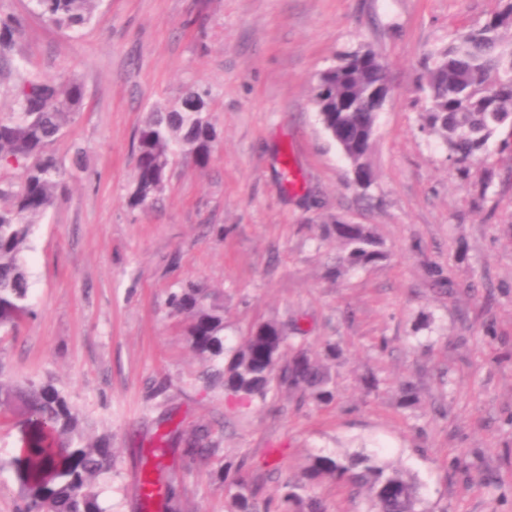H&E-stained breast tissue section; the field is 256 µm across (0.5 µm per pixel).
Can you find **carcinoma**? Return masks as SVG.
<instances>
[{"mask_svg":"<svg viewBox=\"0 0 512 512\" xmlns=\"http://www.w3.org/2000/svg\"><path fill=\"white\" fill-rule=\"evenodd\" d=\"M42 18L76 33L90 22L101 0H31ZM20 21L0 15V63L9 60ZM386 84L385 67L370 48L347 52L341 64L318 77L313 104L331 138L344 131L340 150L357 167L359 186L375 180L368 162L379 111L378 91ZM426 101L420 131L439 136L448 161L464 178L481 158L489 140L512 126V0L484 24L457 33L432 54L419 78ZM17 111L0 118V163L21 171L15 182H0V334L16 332L33 313L29 276L23 254L40 223L75 172L67 171L50 150L83 104L75 79L57 80L30 68L17 70L13 86ZM219 131L207 105V93L186 91L173 105L147 114L134 143L132 206L149 207L165 189L181 158L199 167L208 164ZM344 250L335 274L355 271L384 258L381 242L370 227L338 220L323 229ZM170 305L187 319L185 341L203 366V374L224 383V393L238 401L266 400L281 389L299 390L320 405L334 399L326 363L340 356L328 340L322 359L303 349L285 358L295 337L285 334L272 355L263 353L262 337L251 329L236 347L224 345V305L204 288L191 285L170 296ZM0 413L23 418L29 446L18 459L19 503L16 512H106L99 501L97 480L112 468L111 440L89 436L81 413L60 389L35 380L18 382L0 372ZM182 457L194 461L214 451L208 432L196 429L180 436ZM243 465L225 464L216 476L235 488L227 512H255L254 492L241 476ZM149 477L142 495L161 493L171 512L180 504L174 485L160 464L146 460ZM326 478L366 489L368 512H417V484L376 453L314 457L300 482L282 487L274 512H323L321 503L304 495Z\"/></svg>","mask_w":512,"mask_h":512,"instance_id":"carcinoma-1","label":"carcinoma"}]
</instances>
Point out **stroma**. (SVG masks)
Segmentation results:
<instances>
[{
	"label": "stroma",
	"instance_id": "35a3bbf8",
	"mask_svg": "<svg viewBox=\"0 0 512 512\" xmlns=\"http://www.w3.org/2000/svg\"><path fill=\"white\" fill-rule=\"evenodd\" d=\"M501 0H102L79 32L29 0H0L22 22L12 63L73 78L84 101L52 150L81 164L25 254L34 314L0 339L15 379L51 382L109 435L98 479L106 512H140L135 475L157 431L207 426L216 457L178 471L180 512H224L211 476L243 462L255 499L278 496L309 459L373 440L420 485L423 512H512V129L469 178L421 133L424 59L483 24ZM366 45L388 65L368 192L312 102L318 75ZM207 91L221 141L206 167L177 163L150 208L129 202L133 140L147 112ZM290 160L295 187L282 178ZM494 184L476 204L484 167ZM371 225L386 257L334 275L341 246L322 229ZM193 283L224 304L227 345L253 324L335 341V398L283 390L241 404L199 380L172 292ZM419 402L399 408L403 383ZM21 418L0 419V512H14Z\"/></svg>",
	"mask_w": 512,
	"mask_h": 512
}]
</instances>
